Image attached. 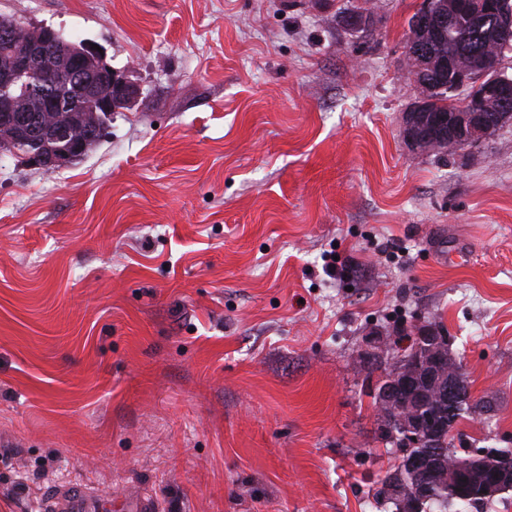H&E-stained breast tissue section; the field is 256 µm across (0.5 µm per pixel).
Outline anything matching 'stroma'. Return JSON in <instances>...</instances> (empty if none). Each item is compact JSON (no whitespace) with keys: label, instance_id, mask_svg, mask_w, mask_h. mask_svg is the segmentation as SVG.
Instances as JSON below:
<instances>
[{"label":"stroma","instance_id":"35a3bbf8","mask_svg":"<svg viewBox=\"0 0 512 512\" xmlns=\"http://www.w3.org/2000/svg\"><path fill=\"white\" fill-rule=\"evenodd\" d=\"M423 2L0 0L139 88L63 169L0 148V512L72 485L396 512L374 397L425 325L475 402L458 454L512 449V123L406 144ZM330 250L353 276L325 275Z\"/></svg>","mask_w":512,"mask_h":512}]
</instances>
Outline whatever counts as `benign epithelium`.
Masks as SVG:
<instances>
[{"mask_svg":"<svg viewBox=\"0 0 512 512\" xmlns=\"http://www.w3.org/2000/svg\"><path fill=\"white\" fill-rule=\"evenodd\" d=\"M456 7L466 15L478 19H494L495 26L503 34L512 33V12L504 13L500 0H455ZM433 2L428 0L419 12L417 21L427 23L440 30L448 24V16L432 12ZM58 45L49 46L43 33L36 29H24V37L17 36V27L0 29V44L12 57L9 68L0 73V96L5 103L0 107V127H17L25 130L29 143L34 148L31 152L33 161L44 168H63L69 166L83 151L84 139L76 138L67 148L54 154H45L38 148L42 136V113L44 112H85L95 118L110 111L111 98L115 94L125 96L133 101L137 90L125 78L111 74V86L107 90H98L86 80L87 67L94 63L107 65L103 54L91 49L79 38H66L56 33ZM481 77H476L470 69L449 67L453 75L452 83L445 85L437 79L430 78L423 70L413 76L417 84L432 85L433 91L454 90L464 92L465 99L448 115V121L434 119L435 128H448V140L457 145L474 144L486 137L493 129L487 112L484 111L486 99L495 98L503 102L512 101V78L501 72V57L487 59L481 64ZM42 82L47 78L67 80L86 91L88 103L74 99L66 103L54 101L46 87L34 88L35 77ZM37 92L41 99V112L23 110L17 102ZM428 114L424 99L414 102L403 116L402 134L405 141L418 148L427 138L426 127L418 122L421 115ZM444 337L437 335L431 328L418 330L412 351V362L416 365L412 379L390 382L378 391V398L386 404H401L403 397H408L406 404L409 412L398 422L403 440L407 444H419L422 434L430 433L442 426V422L424 413L421 403L426 399V388L431 386L436 377L439 362L435 358L436 350L442 345ZM460 378L448 377V386L442 389V395L448 400V412H453L459 398ZM402 470L410 475V489L404 493L397 484L387 487L392 497L402 500L404 512H417L424 503L436 498V492L429 480V473L418 456H407L402 461Z\"/></svg>","mask_w":512,"mask_h":512,"instance_id":"benign-epithelium-1","label":"benign epithelium"}]
</instances>
